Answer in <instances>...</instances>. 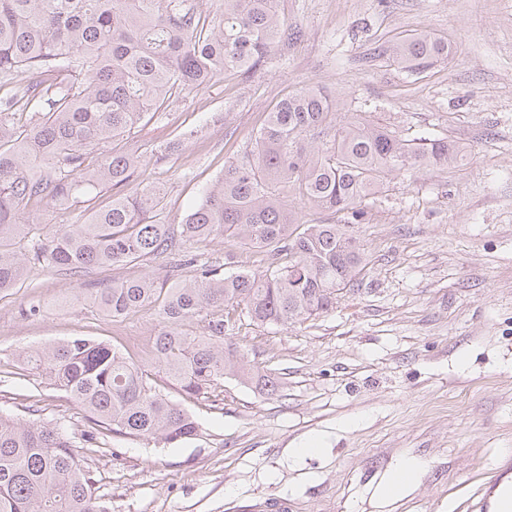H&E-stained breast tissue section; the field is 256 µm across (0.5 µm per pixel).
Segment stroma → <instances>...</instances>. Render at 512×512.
Listing matches in <instances>:
<instances>
[{
	"mask_svg": "<svg viewBox=\"0 0 512 512\" xmlns=\"http://www.w3.org/2000/svg\"><path fill=\"white\" fill-rule=\"evenodd\" d=\"M304 37L280 44L249 73L233 70L171 97L128 144L151 151L162 219L185 211L258 129L302 87L322 89L341 113L463 147V166L408 171L353 227L368 264L334 308L287 326L241 321L225 338L249 364L274 373L267 396L221 381L186 401L197 436L178 444L115 436L87 463L109 512H248L284 501L287 512H454L456 499L512 483V0H279ZM422 30L452 51L422 78L390 59L399 35ZM231 271L260 268L254 249L218 236L199 244ZM165 258L78 276L37 271L0 298V414L62 425L80 436L83 412L20 361L23 351L76 336L103 340L145 362L159 318L119 322L84 301L90 288L161 272ZM40 306L24 312L27 302ZM317 439L322 453L295 457ZM427 461L408 497L373 489L400 453Z\"/></svg>",
	"mask_w": 512,
	"mask_h": 512,
	"instance_id": "1",
	"label": "stroma"
}]
</instances>
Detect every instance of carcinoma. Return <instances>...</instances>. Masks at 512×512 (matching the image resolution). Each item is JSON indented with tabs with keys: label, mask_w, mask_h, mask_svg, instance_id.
Returning <instances> with one entry per match:
<instances>
[{
	"label": "carcinoma",
	"mask_w": 512,
	"mask_h": 512,
	"mask_svg": "<svg viewBox=\"0 0 512 512\" xmlns=\"http://www.w3.org/2000/svg\"><path fill=\"white\" fill-rule=\"evenodd\" d=\"M301 36L278 0H224L213 20L188 0H0V86H11L0 96V294L36 266L77 275L168 259L162 277L114 280L87 294L115 322L156 311L149 364L83 336L23 353L30 370L84 411L87 429L77 441L51 423L0 415V512H109L78 445L108 452L114 435L176 444L198 432L160 379L184 399L209 395L226 378L274 394L279 380L247 364L224 329L241 315L285 326L332 310L367 265L351 225L367 220L391 176L464 161L446 138H410L363 112L343 119L327 94L303 87L268 113L251 148L224 163L181 223L163 222L151 160L122 142L175 93L253 69ZM449 55L448 43L426 30L391 47L393 63L412 76ZM105 189L109 200L83 224L44 234L25 223L34 202L71 208ZM290 197L339 223L302 220ZM218 235L255 249L261 270L222 275L200 261L191 246ZM187 268L195 276L183 280ZM191 320L202 334L184 333Z\"/></svg>",
	"instance_id": "cac0c4a2"
}]
</instances>
